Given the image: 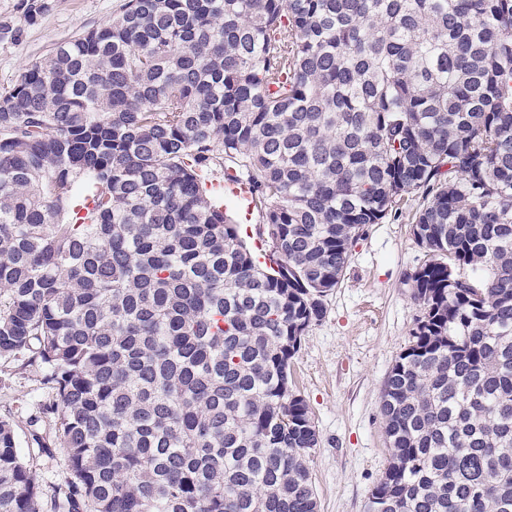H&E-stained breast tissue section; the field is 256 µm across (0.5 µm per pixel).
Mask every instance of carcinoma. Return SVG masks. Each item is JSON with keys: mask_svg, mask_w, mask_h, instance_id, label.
<instances>
[{"mask_svg": "<svg viewBox=\"0 0 512 512\" xmlns=\"http://www.w3.org/2000/svg\"><path fill=\"white\" fill-rule=\"evenodd\" d=\"M414 196L365 509L512 512V0H123L33 61L0 92V359L55 391L68 476L1 416L0 512H318L292 359ZM224 200L234 204L243 219L249 221L254 210L251 189L243 182L229 181L224 185Z\"/></svg>", "mask_w": 512, "mask_h": 512, "instance_id": "1", "label": "carcinoma"}]
</instances>
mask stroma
Masks as SVG:
<instances>
[{"instance_id": "stroma-1", "label": "stroma", "mask_w": 512, "mask_h": 512, "mask_svg": "<svg viewBox=\"0 0 512 512\" xmlns=\"http://www.w3.org/2000/svg\"><path fill=\"white\" fill-rule=\"evenodd\" d=\"M17 3L0 0V20L23 28L19 41L0 43V90L57 43L107 23L121 0H50L32 25ZM418 204L410 198L398 219L371 225L357 241L341 283L325 300V317L309 328L293 359V377L319 433L310 455L319 512H364L388 466L380 399L419 314L406 283L424 259L410 232ZM54 398L37 367L0 361V415L14 420L23 461L47 486L64 481L65 458L42 453L30 434L49 432L42 408Z\"/></svg>"}]
</instances>
